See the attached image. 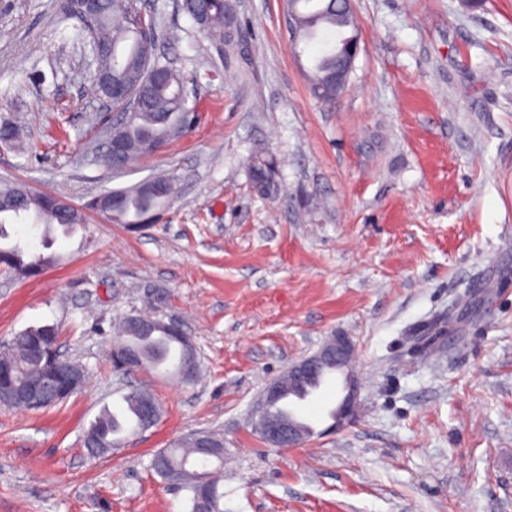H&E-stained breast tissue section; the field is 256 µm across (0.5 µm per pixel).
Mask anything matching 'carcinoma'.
I'll list each match as a JSON object with an SVG mask.
<instances>
[{"instance_id":"obj_1","label":"carcinoma","mask_w":512,"mask_h":512,"mask_svg":"<svg viewBox=\"0 0 512 512\" xmlns=\"http://www.w3.org/2000/svg\"><path fill=\"white\" fill-rule=\"evenodd\" d=\"M297 11V43L291 45L295 53H304L308 47L324 34L323 48L313 58L307 71L309 91L315 100H320L317 90L323 88L325 79L336 71L337 50L347 42V31L356 24L354 16L345 12L344 0H287ZM179 11L187 15L198 29L208 34L214 46L233 44L234 27L228 25L230 3L227 0H181ZM156 19L148 17L137 7V0H99L97 12L88 22H81L75 29L73 40L86 43L91 48L96 64L95 79L90 92L98 100H106L103 84L123 85L137 91L148 86L136 116L114 135L122 146L125 165L131 167L145 155L144 144L161 139L166 132L178 124L192 120L193 108L188 106L186 82L171 59L157 50ZM20 138V129L15 122H0V146L12 148ZM248 171L252 188L256 193L272 197L279 191L276 179V162L273 158L257 152L250 157ZM151 188L145 190L142 182L109 191L104 208H95L115 224H123L130 232L146 230L160 221L173 193V178L156 176L149 179ZM15 202L0 208V241L10 237L8 226L12 224H41L43 237L56 229L70 234L78 225L85 223L88 206L62 209L57 206L56 194H35L25 185ZM55 261L53 255H35L24 259L20 244L0 246V269L25 278L40 276ZM58 330L54 325L30 327L12 337L8 346L0 352L11 364L13 380L21 385L41 381L55 375L60 363L67 362L61 356ZM136 354L145 369L171 366V373L179 374V366L185 348L183 343L170 334L161 332L145 335L134 321L121 318L114 336L110 340L109 358L115 363L123 359V353ZM85 381L82 366L70 363L67 374L57 378L59 401H64L78 391ZM145 399L155 400L153 394L132 389L124 395L122 412L105 408L88 429L85 444L93 454H104L118 448L134 433L142 430L141 408ZM197 435H192L153 454L150 468L162 480L169 483L178 480L179 488L187 492L190 512H198L197 502L207 497L212 512L220 510V480L205 483L201 476L208 473L209 460L196 452Z\"/></svg>"}]
</instances>
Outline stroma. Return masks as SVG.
I'll return each mask as SVG.
<instances>
[{"instance_id":"stroma-1","label":"stroma","mask_w":512,"mask_h":512,"mask_svg":"<svg viewBox=\"0 0 512 512\" xmlns=\"http://www.w3.org/2000/svg\"><path fill=\"white\" fill-rule=\"evenodd\" d=\"M64 0H0V184L75 204L160 172L178 193L141 233L96 214L56 235L61 265L0 271V343L59 328L85 369L56 406L0 405V512H188L149 468L196 431L224 439L223 512H512V0H352L360 52L335 107L310 94L289 50L284 0H238V48L221 55L176 0H141L191 89L194 127L115 176L94 153L95 69ZM278 164L257 194L255 152ZM159 300L200 373L126 378L103 357L116 317ZM349 336L357 416L341 393L304 404L315 433L275 448L251 413L263 387L329 336ZM158 422L91 455L84 438L127 386ZM248 171L252 188L265 197L275 196L279 191L276 179V162L264 153H254L248 163Z\"/></svg>"}]
</instances>
